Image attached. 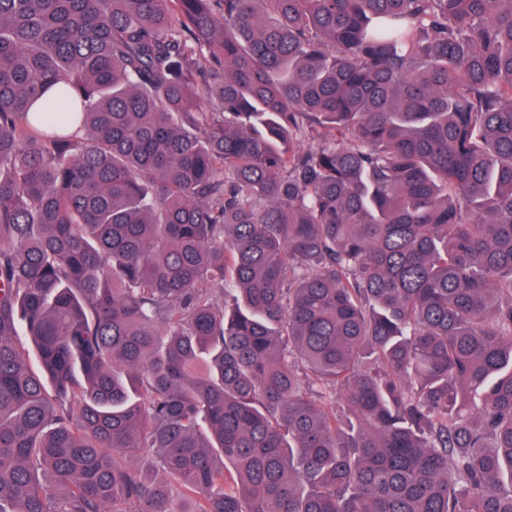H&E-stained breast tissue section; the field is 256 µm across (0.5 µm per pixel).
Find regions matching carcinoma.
Returning <instances> with one entry per match:
<instances>
[{"label": "carcinoma", "instance_id": "carcinoma-1", "mask_svg": "<svg viewBox=\"0 0 512 512\" xmlns=\"http://www.w3.org/2000/svg\"><path fill=\"white\" fill-rule=\"evenodd\" d=\"M0 512H512V0H0Z\"/></svg>", "mask_w": 512, "mask_h": 512}]
</instances>
